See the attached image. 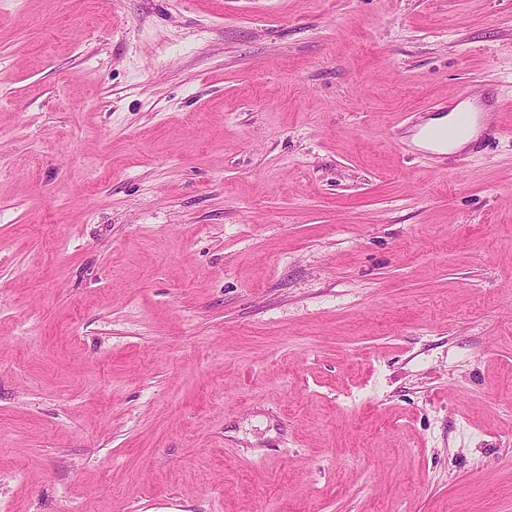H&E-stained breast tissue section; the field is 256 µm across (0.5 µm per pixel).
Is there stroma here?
I'll list each match as a JSON object with an SVG mask.
<instances>
[{
	"instance_id": "stroma-1",
	"label": "stroma",
	"mask_w": 512,
	"mask_h": 512,
	"mask_svg": "<svg viewBox=\"0 0 512 512\" xmlns=\"http://www.w3.org/2000/svg\"><path fill=\"white\" fill-rule=\"evenodd\" d=\"M0 512H512V0H0ZM499 112H463L458 121L452 125L447 126H432L423 131L422 137L430 146H447L448 142L460 135L472 121H477L479 124L485 126L486 130L491 129L497 134L501 132L494 129L491 119L496 117Z\"/></svg>"
}]
</instances>
